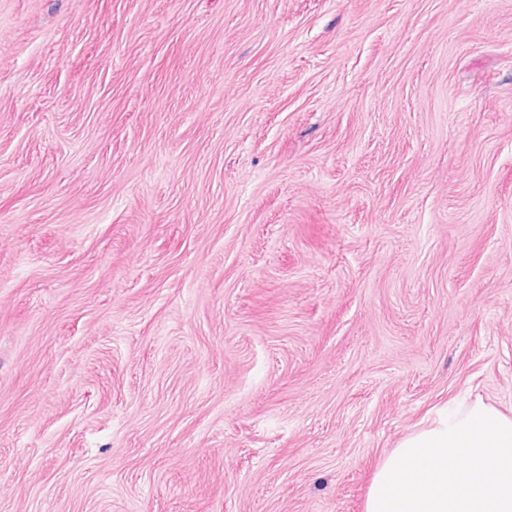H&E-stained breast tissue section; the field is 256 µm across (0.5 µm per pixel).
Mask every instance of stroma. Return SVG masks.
Here are the masks:
<instances>
[{"label":"stroma","mask_w":512,"mask_h":512,"mask_svg":"<svg viewBox=\"0 0 512 512\" xmlns=\"http://www.w3.org/2000/svg\"><path fill=\"white\" fill-rule=\"evenodd\" d=\"M512 415V0H0V512H364Z\"/></svg>","instance_id":"35a3bbf8"}]
</instances>
